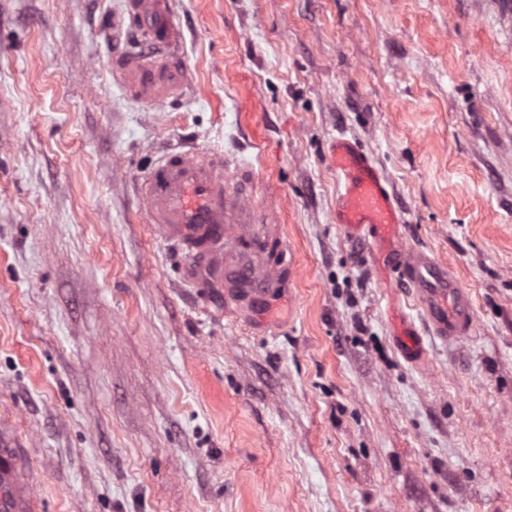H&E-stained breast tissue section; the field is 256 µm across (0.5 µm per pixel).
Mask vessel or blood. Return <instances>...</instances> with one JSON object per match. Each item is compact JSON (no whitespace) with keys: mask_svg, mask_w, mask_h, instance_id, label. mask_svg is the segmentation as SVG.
<instances>
[{"mask_svg":"<svg viewBox=\"0 0 512 512\" xmlns=\"http://www.w3.org/2000/svg\"><path fill=\"white\" fill-rule=\"evenodd\" d=\"M126 14L145 33L152 52H114L112 67L120 83L138 100L154 105L181 96L187 73L170 55L179 31L169 0H127ZM329 160L341 179L337 223L351 237L367 241L373 259H385L390 269L403 272L434 336L448 342L469 335L476 316L468 295L446 267L424 252L403 247L402 212L370 157L355 142L339 137L330 144ZM229 166L223 155L196 146L168 151L138 192L149 223L190 253L188 277L201 289L224 285V238L234 221L230 205L245 193ZM21 474L15 449L0 448V512H34L33 501L20 489Z\"/></svg>","mask_w":512,"mask_h":512,"instance_id":"vessel-or-blood-1","label":"vessel or blood"}]
</instances>
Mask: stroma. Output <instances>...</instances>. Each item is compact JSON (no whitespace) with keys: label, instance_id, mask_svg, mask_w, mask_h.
I'll return each mask as SVG.
<instances>
[{"label":"stroma","instance_id":"35a3bbf8","mask_svg":"<svg viewBox=\"0 0 512 512\" xmlns=\"http://www.w3.org/2000/svg\"><path fill=\"white\" fill-rule=\"evenodd\" d=\"M191 74L112 70L124 0H0V438L40 512H512V0H173ZM343 134L470 336L336 222ZM236 161L269 217L225 251L288 288L204 293L140 211L161 150ZM412 320L423 356L394 337Z\"/></svg>","mask_w":512,"mask_h":512}]
</instances>
